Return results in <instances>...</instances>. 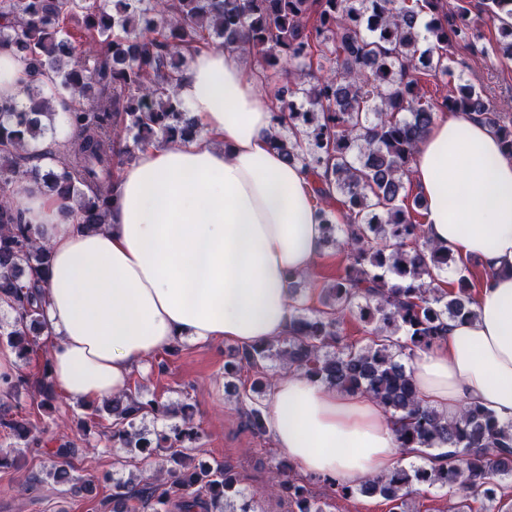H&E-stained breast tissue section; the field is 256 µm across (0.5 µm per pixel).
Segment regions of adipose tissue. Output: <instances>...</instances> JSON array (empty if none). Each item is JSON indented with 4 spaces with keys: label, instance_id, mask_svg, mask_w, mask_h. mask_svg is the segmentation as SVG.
I'll return each instance as SVG.
<instances>
[{
    "label": "adipose tissue",
    "instance_id": "adipose-tissue-1",
    "mask_svg": "<svg viewBox=\"0 0 512 512\" xmlns=\"http://www.w3.org/2000/svg\"><path fill=\"white\" fill-rule=\"evenodd\" d=\"M177 95L204 138L139 151L101 229L84 230L39 185L15 186V204L50 248L44 334L51 375L73 399L123 392L135 368L177 339L287 335L288 276L310 271L321 252L308 176L272 148L271 113L238 52H194ZM411 169L428 240L487 272L476 319L449 322L416 359L418 393L451 417L476 403L511 420L512 156L490 127L442 112ZM268 405L276 448L307 472L356 485L401 463L394 426L370 395L291 372Z\"/></svg>",
    "mask_w": 512,
    "mask_h": 512
}]
</instances>
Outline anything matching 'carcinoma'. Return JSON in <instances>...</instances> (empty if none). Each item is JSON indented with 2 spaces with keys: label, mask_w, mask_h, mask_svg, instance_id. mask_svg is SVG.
<instances>
[{
  "label": "carcinoma",
  "mask_w": 512,
  "mask_h": 512,
  "mask_svg": "<svg viewBox=\"0 0 512 512\" xmlns=\"http://www.w3.org/2000/svg\"><path fill=\"white\" fill-rule=\"evenodd\" d=\"M469 0H0V48L27 66L24 99H0V307L13 313L0 336L21 359L39 347L43 329L39 292L49 250L13 205L14 184L33 180L76 209L79 223H106L117 186L115 160L155 140L186 142L198 133L177 97L188 55L201 45L237 50L255 59V74L280 72L269 103L276 131L271 143L311 178L320 205L323 238L336 242L348 265L322 289L321 307H293L288 335L235 350L224 362V392L242 406L247 426L267 433L262 403L271 387L265 370L276 357L294 370L342 393L362 392L379 401L395 425L398 446L421 453V463L350 485L339 476L315 475L323 492L285 472L273 459L265 470L271 494L287 512H326L330 496H379L390 512H414L410 487H449L455 512H512L502 495L512 478V421L477 404L453 419L418 394L411 363L443 339L448 322L474 318L475 297L465 275L446 291L434 274L453 272L452 256L425 240L412 212L427 207L409 198L414 154L439 112H467L492 127L512 155V118L495 111L470 83L443 101L420 94L422 80L448 74V47L476 48ZM479 12L498 22L503 55L512 60V0H479ZM83 34L75 36L72 22ZM325 64L313 70L314 59ZM51 75L62 103L57 110L38 77ZM305 104L298 107L294 99ZM67 126L55 151L56 116ZM336 202L339 220L327 216ZM369 326L364 346L340 336L343 317ZM250 390L240 391L242 373ZM43 377L17 373L8 383L19 396L34 389L41 406L55 400ZM112 417V447L160 448L158 474L143 483L120 481L112 512H267L245 496L236 466L215 460L189 466L199 431L187 416L151 439L139 426L148 413L170 409L125 390L103 401ZM0 428L21 447L0 450V466L24 465L25 451L41 447L22 417L0 413ZM449 448L444 453L442 449ZM75 449L52 451L47 475L75 482Z\"/></svg>",
  "instance_id": "cac0c4a2"
}]
</instances>
